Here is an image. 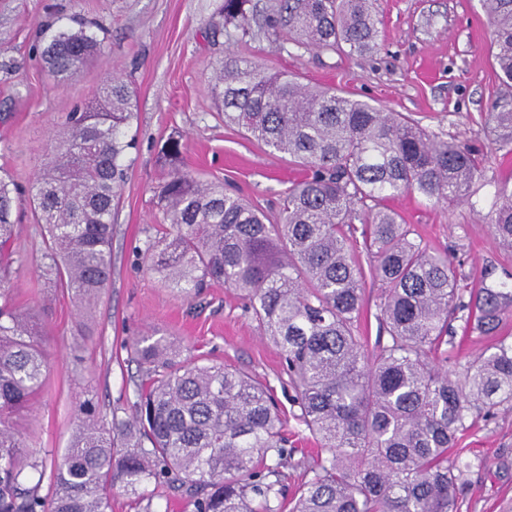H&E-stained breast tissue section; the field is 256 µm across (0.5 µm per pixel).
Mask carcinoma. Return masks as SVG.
<instances>
[{
  "label": "carcinoma",
  "instance_id": "1",
  "mask_svg": "<svg viewBox=\"0 0 512 512\" xmlns=\"http://www.w3.org/2000/svg\"><path fill=\"white\" fill-rule=\"evenodd\" d=\"M250 0H222L228 38L253 39ZM377 0H279L266 27L282 45L363 56L381 36ZM498 81L512 87V0H481ZM42 59L58 84L101 54L93 24L77 17L43 32ZM224 125L244 129L305 168L278 217H267L222 181L174 167L157 196L164 228L138 255L166 287L195 298L215 283L236 291L261 335L279 350L298 419L326 456L288 493L285 421L268 384L206 358L176 359L169 343L132 338L141 369L132 413L76 403L77 427L52 470L53 492L24 441L20 420L43 387V326L11 304V242L20 189L0 176V512H111L119 486L181 489L193 512H453L457 481L472 467L458 436L478 412L512 404V341L499 338L451 377L450 324L496 335L512 289H468L454 258L430 250L387 202L413 193L462 202L495 185L488 223L512 251V189L487 177L484 156L428 134L400 112L330 88L304 85L258 61L210 64ZM133 92L108 79L51 140L28 200L45 236L42 277L85 308L112 275L119 192L135 148ZM486 122L492 144L512 145V93ZM365 253L367 266L356 259ZM380 282V334L360 331L365 274Z\"/></svg>",
  "mask_w": 512,
  "mask_h": 512
}]
</instances>
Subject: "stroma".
<instances>
[{
    "label": "stroma",
    "mask_w": 512,
    "mask_h": 512,
    "mask_svg": "<svg viewBox=\"0 0 512 512\" xmlns=\"http://www.w3.org/2000/svg\"><path fill=\"white\" fill-rule=\"evenodd\" d=\"M222 0H0V168L28 185L42 168L67 112L108 76L135 95V163L122 187L112 240V278L91 312L42 277L44 243L30 208L16 229L13 297L38 315L46 331V383L30 421L27 443L37 458L63 456L77 425L76 401L91 392L102 412L131 408L136 363L129 337H167L182 357L214 362L266 380L288 418L293 460L282 468L288 488L303 475L295 462L313 448L276 347L262 338L241 299L215 284L202 303L179 297L142 267L136 249L155 234L157 190L169 167L161 148L181 139L183 170L223 180L268 214L301 175L287 155L271 151L241 129L225 125L209 93L211 62L234 56L264 62L311 86H331L354 98L403 113L443 139L488 155L498 179L512 181V153L493 149L486 114L503 93L496 78L491 29L481 0H378V51L360 57L282 48L274 37L230 42L217 8ZM81 14L97 22L102 52L59 85L40 58L41 25ZM468 202L434 204L416 195L392 200L424 243L454 256L470 287L512 275L487 222L494 188L474 184ZM474 463L455 489V512H512V409L478 417L461 442Z\"/></svg>",
    "instance_id": "stroma-1"
}]
</instances>
